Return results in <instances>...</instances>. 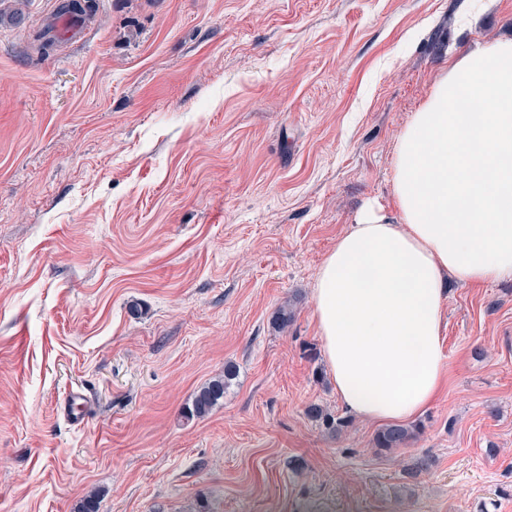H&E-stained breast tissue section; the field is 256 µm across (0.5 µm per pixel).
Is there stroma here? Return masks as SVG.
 I'll list each match as a JSON object with an SVG mask.
<instances>
[{
  "label": "stroma",
  "instance_id": "35a3bbf8",
  "mask_svg": "<svg viewBox=\"0 0 512 512\" xmlns=\"http://www.w3.org/2000/svg\"><path fill=\"white\" fill-rule=\"evenodd\" d=\"M96 6L45 54L55 0H0V512L92 489L98 512H512V279L447 288L448 378L408 448L304 415L344 412L321 263L364 205L393 210L399 131L452 58L512 37V0ZM236 378V366L227 363L224 366V375L210 379L195 393L191 403L184 408L183 418L192 421L208 415L224 399V393ZM304 412L310 420L317 422L331 434H341L349 426V420L346 417H334L316 403L309 404Z\"/></svg>",
  "mask_w": 512,
  "mask_h": 512
}]
</instances>
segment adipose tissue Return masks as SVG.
Instances as JSON below:
<instances>
[{"label":"adipose tissue","instance_id":"1","mask_svg":"<svg viewBox=\"0 0 512 512\" xmlns=\"http://www.w3.org/2000/svg\"><path fill=\"white\" fill-rule=\"evenodd\" d=\"M396 215L367 205L319 267L314 316L343 407L409 420L446 375L444 284L512 278V37L458 56L401 129Z\"/></svg>","mask_w":512,"mask_h":512}]
</instances>
